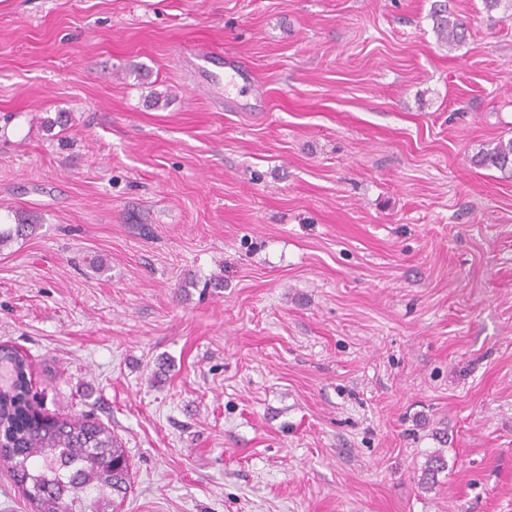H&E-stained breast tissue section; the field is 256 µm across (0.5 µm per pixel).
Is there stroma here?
<instances>
[{
    "label": "stroma",
    "mask_w": 512,
    "mask_h": 512,
    "mask_svg": "<svg viewBox=\"0 0 512 512\" xmlns=\"http://www.w3.org/2000/svg\"><path fill=\"white\" fill-rule=\"evenodd\" d=\"M509 138L483 0H0V342L121 441L119 512H512ZM434 14L438 35L448 46H457L463 42L467 25L459 16L449 12L446 5ZM470 162L478 168L512 169V138L500 140L495 146L479 151L471 157ZM447 460L445 459L442 451H435L428 459L427 465L422 471L419 484L421 487L432 488L437 482V475L447 468Z\"/></svg>",
    "instance_id": "35a3bbf8"
}]
</instances>
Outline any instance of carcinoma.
Here are the masks:
<instances>
[{"instance_id": "1", "label": "carcinoma", "mask_w": 512, "mask_h": 512, "mask_svg": "<svg viewBox=\"0 0 512 512\" xmlns=\"http://www.w3.org/2000/svg\"><path fill=\"white\" fill-rule=\"evenodd\" d=\"M440 38L457 46L466 37L463 20L440 9L435 12ZM478 168L512 169V138L498 141L470 159ZM37 225L19 214L17 222L0 228V245L32 234ZM32 360L9 344H0V460L10 464L14 483L35 512H116L131 488L125 448L92 414L50 415L44 395L32 394ZM447 468L434 452L419 484L435 485Z\"/></svg>"}]
</instances>
